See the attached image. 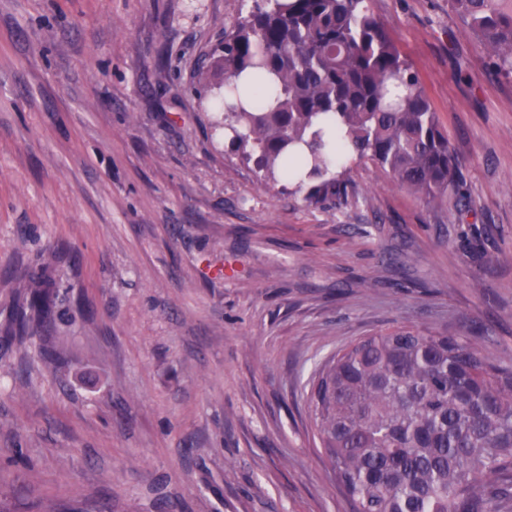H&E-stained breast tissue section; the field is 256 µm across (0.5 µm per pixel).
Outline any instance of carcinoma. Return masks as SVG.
I'll list each match as a JSON object with an SVG mask.
<instances>
[{"label": "carcinoma", "instance_id": "cac0c4a2", "mask_svg": "<svg viewBox=\"0 0 512 512\" xmlns=\"http://www.w3.org/2000/svg\"><path fill=\"white\" fill-rule=\"evenodd\" d=\"M497 73H512V0H448ZM208 87L232 147L308 197L342 195L334 149L388 171L429 204L469 205L459 161L415 72L367 0H252L224 34ZM403 86L400 95L394 88ZM8 333L51 317L49 291ZM481 331L448 336L397 327L337 353L313 412L354 512H507L512 505V362L481 356Z\"/></svg>", "mask_w": 512, "mask_h": 512}]
</instances>
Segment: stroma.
I'll return each mask as SVG.
<instances>
[{
  "label": "stroma",
  "mask_w": 512,
  "mask_h": 512,
  "mask_svg": "<svg viewBox=\"0 0 512 512\" xmlns=\"http://www.w3.org/2000/svg\"><path fill=\"white\" fill-rule=\"evenodd\" d=\"M469 211L369 160L307 200L200 79L244 0H0V484L16 512H353L310 395L395 326L512 360V75L448 0H369ZM55 255L70 317L6 335ZM62 366L53 369L44 352Z\"/></svg>",
  "instance_id": "stroma-1"
}]
</instances>
